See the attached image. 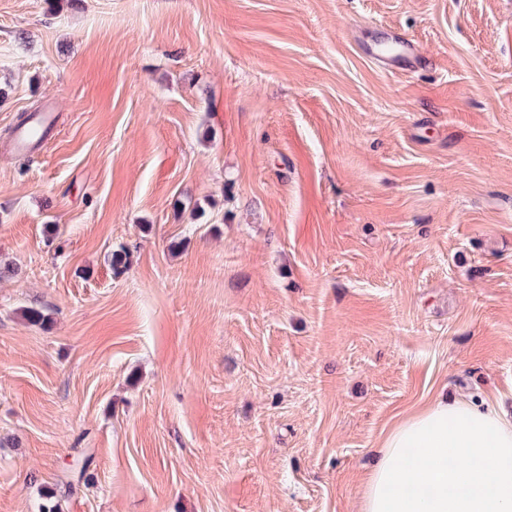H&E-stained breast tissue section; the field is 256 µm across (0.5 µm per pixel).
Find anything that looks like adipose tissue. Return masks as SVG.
Returning a JSON list of instances; mask_svg holds the SVG:
<instances>
[{
  "label": "adipose tissue",
  "mask_w": 512,
  "mask_h": 512,
  "mask_svg": "<svg viewBox=\"0 0 512 512\" xmlns=\"http://www.w3.org/2000/svg\"><path fill=\"white\" fill-rule=\"evenodd\" d=\"M357 512H512V416L440 396L382 436Z\"/></svg>",
  "instance_id": "1"
}]
</instances>
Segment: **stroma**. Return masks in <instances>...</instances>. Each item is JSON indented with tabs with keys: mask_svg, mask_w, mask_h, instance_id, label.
Returning a JSON list of instances; mask_svg holds the SVG:
<instances>
[{
	"mask_svg": "<svg viewBox=\"0 0 512 512\" xmlns=\"http://www.w3.org/2000/svg\"><path fill=\"white\" fill-rule=\"evenodd\" d=\"M444 392L512 407V0H0V512H356ZM386 38L399 45H386L379 48L369 45L365 48L367 55L379 62L387 71H414L419 62V55L411 41L405 37L392 33Z\"/></svg>",
	"mask_w": 512,
	"mask_h": 512,
	"instance_id": "1",
	"label": "stroma"
}]
</instances>
